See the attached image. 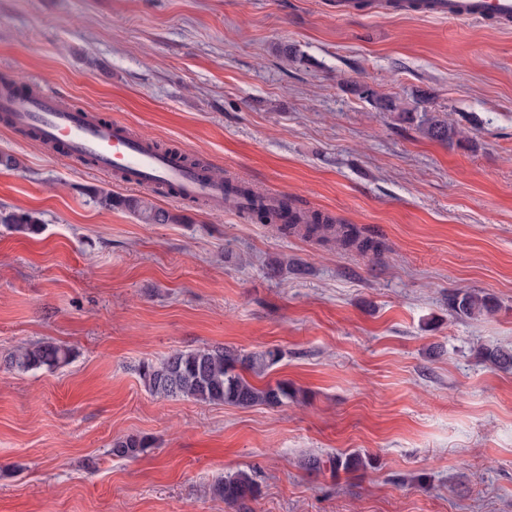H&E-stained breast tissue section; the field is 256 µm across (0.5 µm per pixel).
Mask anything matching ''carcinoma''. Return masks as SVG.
<instances>
[{"instance_id":"obj_1","label":"carcinoma","mask_w":512,"mask_h":512,"mask_svg":"<svg viewBox=\"0 0 512 512\" xmlns=\"http://www.w3.org/2000/svg\"><path fill=\"white\" fill-rule=\"evenodd\" d=\"M352 91L360 98L372 102L383 112H395L402 121L417 122L420 132L427 138L452 145L466 140L465 132L448 118L427 110L417 113L400 106L397 100L381 95L364 85H353ZM227 192L239 202L247 203L246 209L262 224H274L279 212L288 214V223L283 228L291 233H301L321 242H331L340 248L355 247L363 253L375 250L374 243L363 236L351 224H343L328 215L309 211L283 200L281 211L267 208L245 183L228 184ZM102 204L110 208H122L138 217L145 224H181L182 214L161 208L145 196H121L104 193L99 195ZM1 224H11L20 231L36 232L40 219L32 212H8L0 215ZM456 314L475 319L495 310L492 298L469 289L456 293L453 301ZM487 360L503 370L512 369V353L500 348H487ZM72 351L69 347L52 340L39 341L21 346L11 352L5 362L18 372H29L46 368L56 369L69 363ZM282 359L277 348L265 351L242 353L222 346H206L194 350H177L157 363L144 362L138 374L145 387L160 397H186L205 403H224L248 407L257 404L283 405L296 398L297 390L284 381L259 386L251 377H261ZM151 447L149 440L138 435H127L112 445V455L135 459ZM345 471L366 467L367 461L351 453L345 457L333 456L323 459L317 455L308 457L306 466L319 471L325 466ZM216 494L227 502L248 510L247 502L256 499L259 487L253 474L237 471L224 475L214 485Z\"/></svg>"}]
</instances>
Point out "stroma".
Listing matches in <instances>:
<instances>
[{
	"instance_id": "obj_1",
	"label": "stroma",
	"mask_w": 512,
	"mask_h": 512,
	"mask_svg": "<svg viewBox=\"0 0 512 512\" xmlns=\"http://www.w3.org/2000/svg\"><path fill=\"white\" fill-rule=\"evenodd\" d=\"M335 4L0 0V76L40 79L382 248L372 260L164 194L184 223L145 224L94 199L125 194L116 178L0 123V151L22 161L0 169V212L41 221L0 223V512H242L213 489L240 470L260 485L249 512H512V371L484 357L512 350V28ZM355 82L410 109L427 96L471 145L425 138ZM466 288L495 311L455 315ZM47 339L68 364H5ZM203 346L279 348L265 380L297 400L145 388L140 363ZM132 434L150 448L113 456ZM353 452L372 467H305ZM1 224H11L19 231H28L30 233L39 231L41 225L40 219L32 212H8L1 213Z\"/></svg>"
}]
</instances>
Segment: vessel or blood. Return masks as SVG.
Segmentation results:
<instances>
[{
	"instance_id": "b4317fda",
	"label": "vessel or blood",
	"mask_w": 512,
	"mask_h": 512,
	"mask_svg": "<svg viewBox=\"0 0 512 512\" xmlns=\"http://www.w3.org/2000/svg\"><path fill=\"white\" fill-rule=\"evenodd\" d=\"M433 11L451 20L512 25V0H435ZM26 85L23 92L11 85L0 88V117L13 128L34 130L38 140L60 145L68 156L90 157L92 170L120 174L127 186L167 185L174 188L176 200L202 201L223 210V178L184 163L186 149L165 151L124 123L92 118L37 80Z\"/></svg>"
}]
</instances>
